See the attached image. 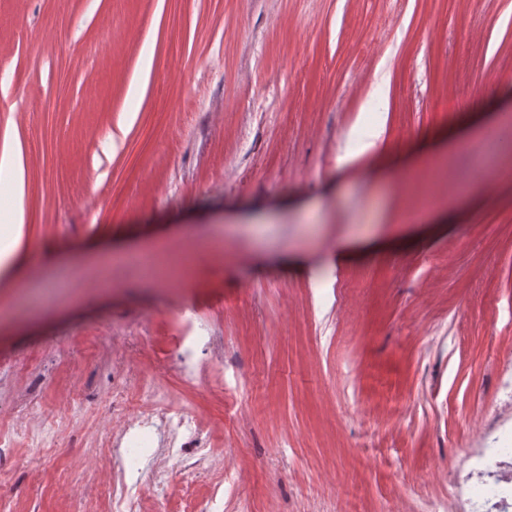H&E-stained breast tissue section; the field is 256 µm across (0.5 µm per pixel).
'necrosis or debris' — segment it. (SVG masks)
<instances>
[{
	"label": "necrosis or debris",
	"instance_id": "4bbe7bcc",
	"mask_svg": "<svg viewBox=\"0 0 512 512\" xmlns=\"http://www.w3.org/2000/svg\"><path fill=\"white\" fill-rule=\"evenodd\" d=\"M169 385L154 375L131 369L121 358L112 365V403L100 418L97 485L87 491L72 481L71 497L90 501V512H116L125 501L129 483L138 470V448L159 449L153 459L152 478L138 505L153 512L166 494L171 457L192 451L193 469L207 459L211 431L195 416L173 402ZM79 399L66 393L60 410L50 414L37 398L28 399L22 415L0 422V481L13 470L27 467L30 456L54 453L45 438L49 431L66 435L72 431V413ZM448 503L445 512H512V429L500 432L489 448L473 449L462 462L448 469Z\"/></svg>",
	"mask_w": 512,
	"mask_h": 512
}]
</instances>
